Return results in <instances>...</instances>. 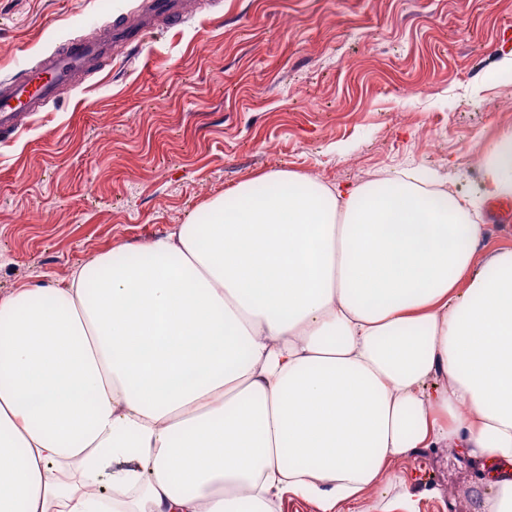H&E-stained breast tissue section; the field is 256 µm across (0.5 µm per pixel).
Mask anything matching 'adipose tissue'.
<instances>
[{
	"label": "adipose tissue",
	"mask_w": 512,
	"mask_h": 512,
	"mask_svg": "<svg viewBox=\"0 0 512 512\" xmlns=\"http://www.w3.org/2000/svg\"><path fill=\"white\" fill-rule=\"evenodd\" d=\"M419 170L271 171L0 295V512H416L394 461L512 465V248ZM479 195L512 199V133Z\"/></svg>",
	"instance_id": "obj_1"
}]
</instances>
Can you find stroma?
I'll return each mask as SVG.
<instances>
[{
    "instance_id": "1",
    "label": "stroma",
    "mask_w": 512,
    "mask_h": 512,
    "mask_svg": "<svg viewBox=\"0 0 512 512\" xmlns=\"http://www.w3.org/2000/svg\"><path fill=\"white\" fill-rule=\"evenodd\" d=\"M141 0H0V79ZM183 22L113 49L0 141V293L196 219L272 170L376 184L410 167L477 201L480 260L512 247L479 200L485 148L512 132V0H186ZM418 512H471L482 460L394 462Z\"/></svg>"
}]
</instances>
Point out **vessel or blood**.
Returning a JSON list of instances; mask_svg holds the SVG:
<instances>
[{
	"label": "vessel or blood",
	"instance_id": "obj_1",
	"mask_svg": "<svg viewBox=\"0 0 512 512\" xmlns=\"http://www.w3.org/2000/svg\"><path fill=\"white\" fill-rule=\"evenodd\" d=\"M183 14L177 0H150L148 12L135 24L109 29L94 42L75 41L62 51L46 57L41 66L19 80L0 82V134L19 132L25 118L41 108L46 99L87 69L99 57L108 55L113 45H138L154 34L156 19L175 23Z\"/></svg>",
	"mask_w": 512,
	"mask_h": 512
}]
</instances>
